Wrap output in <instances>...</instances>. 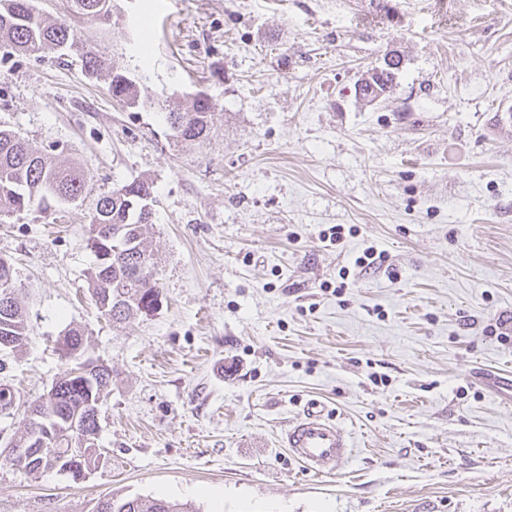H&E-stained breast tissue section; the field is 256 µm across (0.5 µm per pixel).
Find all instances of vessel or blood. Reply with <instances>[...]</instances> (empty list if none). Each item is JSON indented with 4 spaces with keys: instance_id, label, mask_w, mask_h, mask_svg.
I'll list each match as a JSON object with an SVG mask.
<instances>
[{
    "instance_id": "obj_1",
    "label": "vessel or blood",
    "mask_w": 512,
    "mask_h": 512,
    "mask_svg": "<svg viewBox=\"0 0 512 512\" xmlns=\"http://www.w3.org/2000/svg\"><path fill=\"white\" fill-rule=\"evenodd\" d=\"M280 441L291 457L309 474L335 473L350 458L349 432L325 416L320 405L311 403L302 415L280 434Z\"/></svg>"
}]
</instances>
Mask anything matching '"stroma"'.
I'll use <instances>...</instances> for the list:
<instances>
[{
  "label": "stroma",
  "instance_id": "stroma-1",
  "mask_svg": "<svg viewBox=\"0 0 512 512\" xmlns=\"http://www.w3.org/2000/svg\"><path fill=\"white\" fill-rule=\"evenodd\" d=\"M391 4L118 0L136 106L77 59L0 57V125L91 174L76 203L0 216L29 326L0 441L67 370L69 326L116 374L108 464L75 483L0 459V512H512V341L488 331L512 316V0ZM391 51L392 91L357 101ZM201 93L209 136L176 140L163 108ZM136 178L161 303L115 323L86 283L90 217ZM368 245L384 261L340 279ZM311 402L352 437L338 474L280 443ZM96 512H197L192 503L164 498H114L98 503Z\"/></svg>",
  "mask_w": 512,
  "mask_h": 512
}]
</instances>
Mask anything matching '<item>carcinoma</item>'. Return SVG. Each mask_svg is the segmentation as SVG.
<instances>
[{
    "label": "carcinoma",
    "mask_w": 512,
    "mask_h": 512,
    "mask_svg": "<svg viewBox=\"0 0 512 512\" xmlns=\"http://www.w3.org/2000/svg\"><path fill=\"white\" fill-rule=\"evenodd\" d=\"M107 0H67V10L49 20L36 12L30 0H0V44L29 56L52 52L74 54L90 76L109 80L112 97L136 105L139 95L109 44H87L75 23L109 25L112 10ZM401 57L394 54L369 76L354 83V95L371 101L391 89ZM210 98L198 96L192 109L166 115L175 136L185 142L201 141L209 131ZM89 173L77 164L33 150L20 133L0 128V214L27 209L35 202L72 203L83 195ZM152 186L142 179L126 182L100 196L92 210L90 247L96 262L86 279L96 308L114 322H126L157 310L159 301L155 265L147 242L152 224ZM25 309L18 297L0 301V374L8 355L28 342ZM61 358L73 363L52 383L27 413L25 430L9 445L25 449L16 462L30 473L64 472L73 482L84 480L107 461L98 444L100 421L96 409L112 387V368L89 367V341L82 327L73 326L57 340ZM96 512H197L191 503L164 498H110Z\"/></svg>",
    "instance_id": "cac0c4a2"
}]
</instances>
